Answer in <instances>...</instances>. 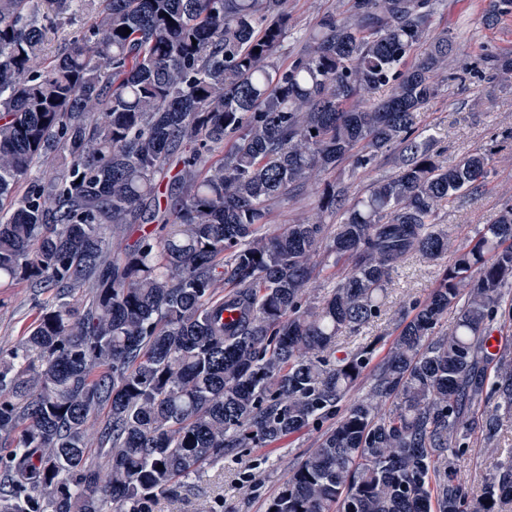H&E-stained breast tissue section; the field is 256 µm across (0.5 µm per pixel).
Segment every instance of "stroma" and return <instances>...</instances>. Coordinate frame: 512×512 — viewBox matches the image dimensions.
<instances>
[{
  "mask_svg": "<svg viewBox=\"0 0 512 512\" xmlns=\"http://www.w3.org/2000/svg\"><path fill=\"white\" fill-rule=\"evenodd\" d=\"M292 27L286 45L289 52L300 46V35L320 16L339 11L337 0H290ZM492 0H439L430 27L432 32L451 31L458 51L449 57L439 95L416 118V130L433 138L434 150L447 165H455L467 153L481 150L490 155V174L478 198L463 197L442 207L439 222L448 233L450 247L439 256L412 254L392 269L388 294L381 313L358 331L343 333L337 340L339 353L378 340L374 361H381L398 336L402 321L412 316L436 288L442 270L451 263L454 249L493 223L498 212L512 204V141H503V131L512 130V88L501 85L489 68L491 56L512 51V14L496 23L485 21ZM393 153L379 157L363 172H353L344 160L338 173L353 194H363L374 181L396 175ZM322 184L312 185L273 210L272 227L297 219H316L320 214ZM49 292L22 282L0 292V346L9 347L32 326L39 305ZM325 424L288 434L277 441L250 445L234 458L203 466L184 480L176 491L160 496L154 512H266L290 471L316 448ZM512 433L498 443L473 434L461 463L471 500H478L485 485L502 466L512 461L508 448Z\"/></svg>",
  "mask_w": 512,
  "mask_h": 512,
  "instance_id": "1",
  "label": "stroma"
}]
</instances>
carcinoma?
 I'll return each instance as SVG.
<instances>
[{"label":"carcinoma","mask_w":512,"mask_h":512,"mask_svg":"<svg viewBox=\"0 0 512 512\" xmlns=\"http://www.w3.org/2000/svg\"><path fill=\"white\" fill-rule=\"evenodd\" d=\"M98 2L37 70L82 0H0V288L52 291L0 347V512H153L202 466L336 415L374 351L336 360V339L378 314L397 263L448 249L437 211L490 172L486 153L448 167L415 134L457 46L429 37L437 0H346L347 16L323 14L286 64L289 0ZM492 69L512 84V51ZM391 148L395 176L360 197L328 182L325 219L270 231L275 204ZM49 157L63 165L39 170ZM132 224L154 228L110 245ZM324 273L335 285L305 305ZM508 288L512 205L456 248L373 369L371 396L268 508L468 512L454 460L474 429L490 440L512 421V363L489 351L512 321ZM104 407V465L90 466L86 429ZM509 502L512 461L475 512Z\"/></svg>","instance_id":"1"}]
</instances>
